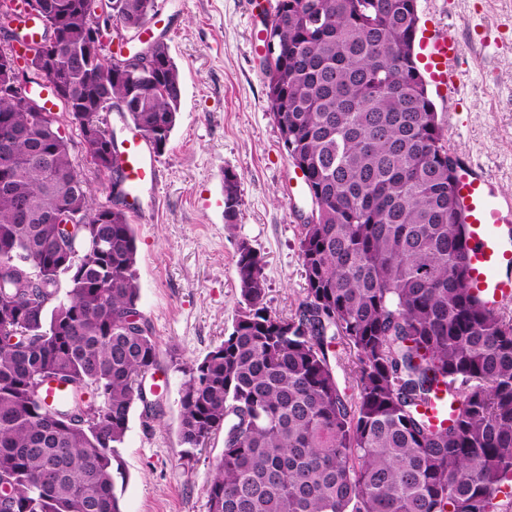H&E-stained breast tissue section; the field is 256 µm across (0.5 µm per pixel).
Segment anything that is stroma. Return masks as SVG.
<instances>
[{
    "label": "stroma",
    "instance_id": "1",
    "mask_svg": "<svg viewBox=\"0 0 512 512\" xmlns=\"http://www.w3.org/2000/svg\"><path fill=\"white\" fill-rule=\"evenodd\" d=\"M276 0H157L162 34L181 78V105L148 218L132 217L138 308L158 344L162 413L132 414L115 450L123 512H208L212 463L223 435L186 457L178 434L186 372L227 335L239 284L237 248L262 258L267 306L287 316L303 297L299 257L310 199L268 107L257 34ZM419 36L452 29L464 46L454 154L490 175L512 200V0H417ZM236 174L239 206L225 218L224 175Z\"/></svg>",
    "mask_w": 512,
    "mask_h": 512
}]
</instances>
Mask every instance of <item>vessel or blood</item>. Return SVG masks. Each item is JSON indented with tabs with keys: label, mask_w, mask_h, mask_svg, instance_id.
Returning <instances> with one entry per match:
<instances>
[{
	"label": "vessel or blood",
	"mask_w": 512,
	"mask_h": 512,
	"mask_svg": "<svg viewBox=\"0 0 512 512\" xmlns=\"http://www.w3.org/2000/svg\"><path fill=\"white\" fill-rule=\"evenodd\" d=\"M432 80L454 93L462 49L452 31H441L420 46ZM120 158L127 189L126 207L135 215L145 207L141 193L155 187L158 170L148 141L136 132L124 139ZM456 194L467 243L468 282L474 294L493 307L512 304V202L502 199L490 178L471 164L457 173Z\"/></svg>",
	"instance_id": "vessel-or-blood-1"
}]
</instances>
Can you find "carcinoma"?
<instances>
[{
    "mask_svg": "<svg viewBox=\"0 0 512 512\" xmlns=\"http://www.w3.org/2000/svg\"><path fill=\"white\" fill-rule=\"evenodd\" d=\"M63 49L83 37L91 0H43ZM138 32L156 0H112ZM417 0H276L262 61L282 147L307 169L304 298L266 305L263 261L238 251L232 332L189 368L179 437L186 453L224 430L208 512H503L512 506V316L468 288L466 241L448 174L452 152L415 62ZM152 64L93 61L32 112L0 86V135L27 136L0 164V490L11 512H122L113 459L131 411L162 412L142 384L158 347L137 308L136 239L124 206H97L74 179L60 117L79 126L97 171L123 184L101 113L115 107L167 148L181 80L168 45ZM224 174L227 223L238 205ZM83 224L69 244L51 223ZM24 252L30 267L13 263ZM341 339L355 392L331 354ZM65 387L49 399L50 384ZM448 397L452 416L423 410Z\"/></svg>",
    "mask_w": 512,
    "mask_h": 512,
    "instance_id": "obj_1",
    "label": "carcinoma"
}]
</instances>
